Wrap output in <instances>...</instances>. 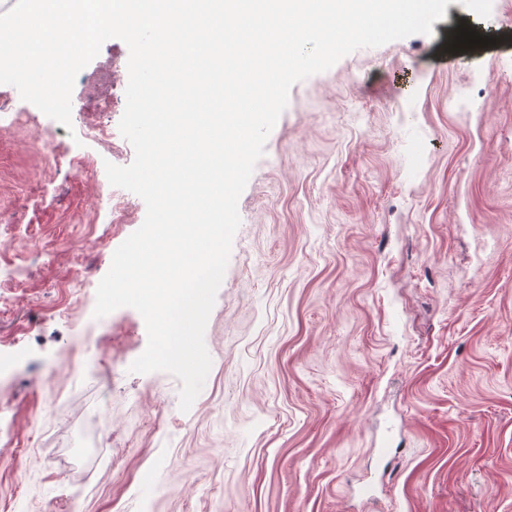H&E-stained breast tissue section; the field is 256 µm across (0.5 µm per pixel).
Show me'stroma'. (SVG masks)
<instances>
[{
    "instance_id": "stroma-1",
    "label": "stroma",
    "mask_w": 512,
    "mask_h": 512,
    "mask_svg": "<svg viewBox=\"0 0 512 512\" xmlns=\"http://www.w3.org/2000/svg\"><path fill=\"white\" fill-rule=\"evenodd\" d=\"M461 27L491 45L453 52ZM432 29L291 88L186 412L176 377L129 370L138 311L92 320L146 215L98 193L134 158L125 99L85 109L127 45L79 72L68 128L0 84L23 117L0 123V512H512V0L485 20L452 0ZM98 122L110 142L86 136Z\"/></svg>"
}]
</instances>
